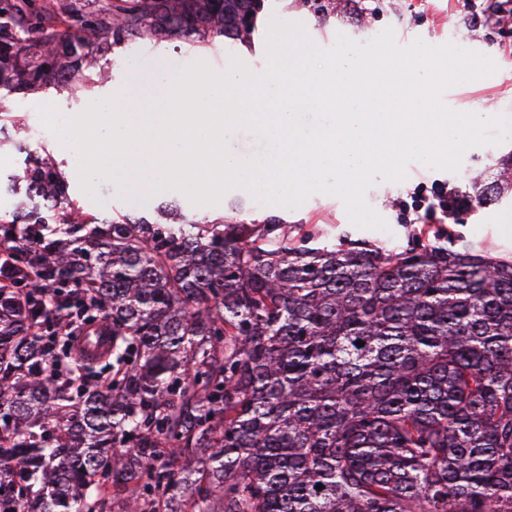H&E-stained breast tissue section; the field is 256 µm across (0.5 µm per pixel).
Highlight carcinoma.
I'll list each match as a JSON object with an SVG mask.
<instances>
[{
  "instance_id": "1",
  "label": "carcinoma",
  "mask_w": 512,
  "mask_h": 512,
  "mask_svg": "<svg viewBox=\"0 0 512 512\" xmlns=\"http://www.w3.org/2000/svg\"><path fill=\"white\" fill-rule=\"evenodd\" d=\"M262 10L0 0V89L135 40L249 42ZM9 189L0 512H512V258L438 229L388 250L179 206L101 219L31 155Z\"/></svg>"
}]
</instances>
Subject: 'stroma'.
<instances>
[{
	"mask_svg": "<svg viewBox=\"0 0 512 512\" xmlns=\"http://www.w3.org/2000/svg\"><path fill=\"white\" fill-rule=\"evenodd\" d=\"M269 7L258 20V28L251 46L228 40L215 39L205 43H189L180 39L166 41H135L125 50L111 58L106 69V78H95L90 92L98 98L110 97L122 88L131 72L157 68L165 75H175L196 60L211 63L221 60L230 64L239 59L249 71L265 69L267 63V35L271 21L303 24L312 40L321 48L333 46L337 34H345L359 41L376 36L384 28H393L404 44L422 39L432 46L448 43L471 50L477 47L488 49L496 65L493 74L459 85V111L482 112L488 100H496V112L512 115V36H503L483 29H473L467 17L474 0H367L373 12L370 23L361 24L340 13L317 17L306 9L295 6L293 0H268ZM449 16L450 25H442L441 16ZM51 105L63 116L73 117L84 110L72 83L65 82L48 93L34 94L25 98L1 96L0 112H16L27 118V125L15 127L11 139L0 147V175H5L20 166L25 154H50L68 180L73 195L89 211L112 215L116 211L143 213L157 205V198H124L119 196L115 183L93 177L96 196H89L81 187L78 172V157L75 151L65 148L63 142L51 132L41 136H30L27 127L39 124L38 106ZM512 154V140L498 145H482L468 149L458 172L450 173L414 161L408 164L407 177L399 183H379L366 192L367 202L386 219L389 232L365 230L354 227L348 220L342 201L334 196L316 194L296 208L270 206L259 203L250 194L235 188L225 193L219 207L206 211L191 202L182 191H174L184 210L197 217L214 220L220 217H236L244 222L260 221L268 216H277L289 224H306L338 237L350 233L352 239L363 240L372 245L389 249L406 245L412 235L421 233L423 224L410 221L406 214L415 205V194L438 184L447 185L459 192H471L474 182L491 181L501 175L499 160ZM512 216V196L503 197L488 207H471L459 212L451 219L448 228L452 232L481 242L498 256H512V237L503 236L500 222L503 216Z\"/></svg>",
	"mask_w": 512,
	"mask_h": 512,
	"instance_id": "35a3bbf8",
	"label": "stroma"
}]
</instances>
